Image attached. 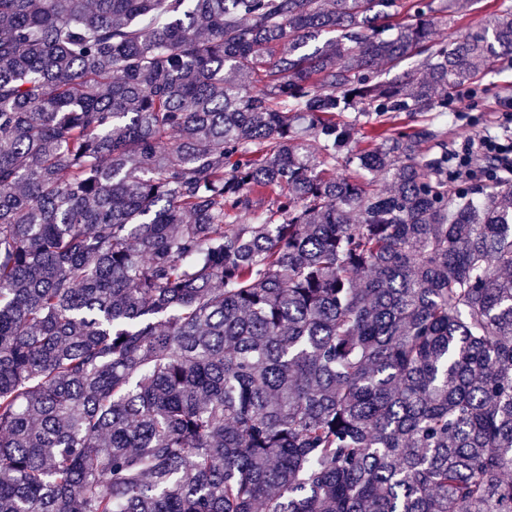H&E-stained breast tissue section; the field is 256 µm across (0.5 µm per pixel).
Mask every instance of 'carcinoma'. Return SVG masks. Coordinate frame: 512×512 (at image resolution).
Returning a JSON list of instances; mask_svg holds the SVG:
<instances>
[{
    "label": "carcinoma",
    "mask_w": 512,
    "mask_h": 512,
    "mask_svg": "<svg viewBox=\"0 0 512 512\" xmlns=\"http://www.w3.org/2000/svg\"><path fill=\"white\" fill-rule=\"evenodd\" d=\"M441 9L0 0V512H512V181L349 150L512 55Z\"/></svg>",
    "instance_id": "cac0c4a2"
}]
</instances>
